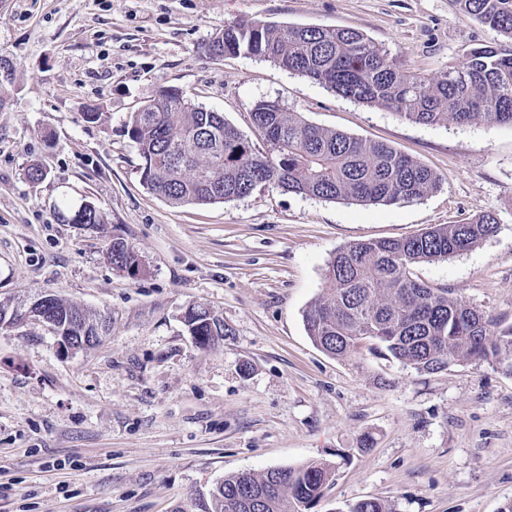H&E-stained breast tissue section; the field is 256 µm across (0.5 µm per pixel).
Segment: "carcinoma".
<instances>
[{"label":"carcinoma","instance_id":"1","mask_svg":"<svg viewBox=\"0 0 512 512\" xmlns=\"http://www.w3.org/2000/svg\"><path fill=\"white\" fill-rule=\"evenodd\" d=\"M456 2L463 14L506 41L466 49L458 63L433 78L402 71L385 50L348 27L239 20L212 39L208 52L263 58L338 97L384 107L417 124L512 126V0ZM252 119L267 144L262 154L223 113L170 88L130 113L125 128L142 160L144 186L172 204L232 201L267 183L297 195L372 205L422 200L439 187L436 173L397 149L310 124L275 101L257 102ZM58 214L73 224L104 223L98 208L79 203L64 204ZM498 230V218L488 212L414 236L336 250L327 263L325 295L304 314L308 336L336 358L366 351L427 374L456 362L492 361L512 374V359L502 358L512 354V328L495 332L496 319L414 273L418 265L468 251ZM108 259L131 275L140 271L136 253L121 238L112 241ZM26 306L0 302V327L23 325ZM35 308L73 342L84 335L83 320L108 328L106 320L56 295ZM184 322L201 337V347L227 335L224 322L204 308L188 309ZM332 473L320 462L232 474L195 506L199 512H311ZM348 512L393 510L365 498Z\"/></svg>","mask_w":512,"mask_h":512}]
</instances>
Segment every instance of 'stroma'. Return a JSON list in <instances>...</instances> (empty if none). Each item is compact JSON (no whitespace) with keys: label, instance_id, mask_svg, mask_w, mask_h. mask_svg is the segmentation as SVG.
Listing matches in <instances>:
<instances>
[{"label":"stroma","instance_id":"obj_1","mask_svg":"<svg viewBox=\"0 0 512 512\" xmlns=\"http://www.w3.org/2000/svg\"><path fill=\"white\" fill-rule=\"evenodd\" d=\"M243 19L357 29L413 74L433 76L498 35L455 0H0V301L52 293L109 315L97 345L64 353L40 324L0 328V512H174L225 476L327 462L313 512L378 498L394 512H501L512 502V374L459 362L423 374L370 354L317 348L303 315L340 247L415 235L486 212L498 233L420 264L512 327V126H426L337 97L256 57L207 46ZM266 145L251 112L273 100L311 124L388 144L440 178L428 197L347 205L275 185L173 205L141 180L125 132L164 88ZM98 109L86 121L87 107ZM45 172L26 177L30 164ZM93 202L90 229L62 201ZM126 241L129 276L106 250ZM203 307L229 334L195 345ZM370 450L358 451L363 435ZM84 201V200H83ZM80 203H66L63 208L58 207V214L64 220H68L72 224H84L89 227H96L104 224L103 213L95 206V208H81ZM108 259L113 266L132 276L139 273L140 263L134 250L120 238L112 241Z\"/></svg>","mask_w":512,"mask_h":512}]
</instances>
